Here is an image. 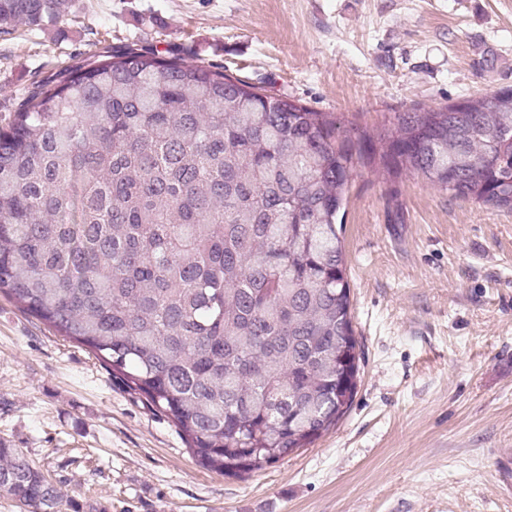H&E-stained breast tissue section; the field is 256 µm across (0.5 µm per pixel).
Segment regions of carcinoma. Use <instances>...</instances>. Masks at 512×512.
Wrapping results in <instances>:
<instances>
[{"label":"carcinoma","instance_id":"1","mask_svg":"<svg viewBox=\"0 0 512 512\" xmlns=\"http://www.w3.org/2000/svg\"><path fill=\"white\" fill-rule=\"evenodd\" d=\"M74 0H0V34ZM512 211V88L348 127L224 67L106 46L34 81L0 128V293L88 348L246 478L352 405L358 341L339 216L361 166ZM0 494L65 512L0 440Z\"/></svg>","mask_w":512,"mask_h":512}]
</instances>
